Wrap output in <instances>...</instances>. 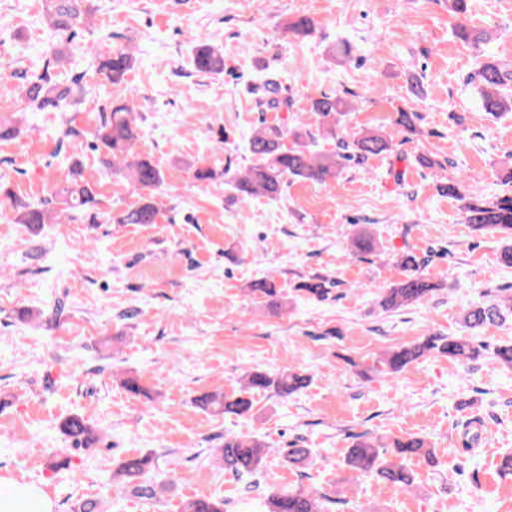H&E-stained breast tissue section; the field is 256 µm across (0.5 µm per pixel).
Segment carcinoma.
Here are the masks:
<instances>
[{
    "instance_id": "obj_1",
    "label": "carcinoma",
    "mask_w": 512,
    "mask_h": 512,
    "mask_svg": "<svg viewBox=\"0 0 512 512\" xmlns=\"http://www.w3.org/2000/svg\"><path fill=\"white\" fill-rule=\"evenodd\" d=\"M89 0H50L47 9L48 27L64 42L78 35L77 28L88 15ZM470 11L469 0H448V12L461 20L453 28L454 37L465 43L480 45L491 39L487 29L468 26L462 22ZM65 45L51 52L46 60L44 73L21 86L20 98L27 110H58L79 101L83 93L81 79L75 78L68 84L57 81L50 73L54 64L64 57ZM136 57L130 48H118L99 60L97 70L112 84H121L135 67ZM192 64L195 70L204 74L224 73V51L220 48L198 44L194 48ZM468 83L476 85L480 108L494 119L512 112V70H506L492 56L484 57L475 71L467 77ZM281 84L269 77L264 81L263 96L268 104L278 108L285 104L281 98ZM311 110L319 117V128L336 137V125L340 117L350 111L347 101L336 94H323L311 99ZM102 122L95 134L92 149L105 152L104 163L113 171L122 174L138 193V201L119 215L100 211L96 192L87 184L74 183L60 190L65 209L91 224L102 222L115 224H155L159 209L155 194L164 183L162 170L151 162L141 159L133 151L136 139V112L132 101H118L101 109ZM415 112L398 113L395 127L390 133L365 132L351 138L337 137L336 149L329 153L317 154L309 150L308 141L313 133L300 127L263 126L249 138V152L252 164L243 172L224 170V184L234 192V199L247 202L255 196L269 199L279 198L290 180H304L332 186L338 180L344 163L363 162L372 156L393 151L394 141L408 142L418 134ZM476 179L474 175H460L454 180L441 182L439 190L460 202L463 222L475 232L492 231L502 241L501 259L512 267V170L503 180L504 189L489 198H473L462 192L463 185ZM49 202L39 205L13 206V219L18 224H27L37 230L52 218ZM423 261L412 255L401 257L405 276L396 285L383 289L381 306L385 310L421 303L431 298L437 287L425 278L421 271ZM329 282L323 277L312 276L297 286V290L318 301L330 294ZM250 293L264 297L268 305L280 309L283 304L278 292L269 279L251 283ZM512 315V295L505 300L488 305H477L466 310L462 327L465 336H427L420 342L403 345L384 352L375 364L379 372L393 376L416 363L425 355L436 352L459 363H468L483 356V347L473 337L486 327L503 322ZM309 377L288 369L276 374L246 371L239 387L228 394L222 390L206 394L198 399L204 410L214 414L242 415L256 406L255 395L268 394L287 398L305 388ZM64 434L75 445H86L91 440L93 428L79 416H72L63 424ZM271 449L259 438L252 435H229L224 444L213 449V456L225 470L241 478L248 489L260 488L259 476ZM433 448L423 437L409 435L398 438L390 445L366 433L355 436V442L348 449L344 464L358 478L373 475L382 483L394 487L412 486L414 476L407 462L417 457H431ZM308 448H287L284 461L300 465L308 461ZM153 456L141 453L120 460L112 473V480L120 485H130L151 469ZM335 504L327 494L305 489H281L267 495V512H330ZM183 512H224V502L210 497H199L187 501Z\"/></svg>"
}]
</instances>
